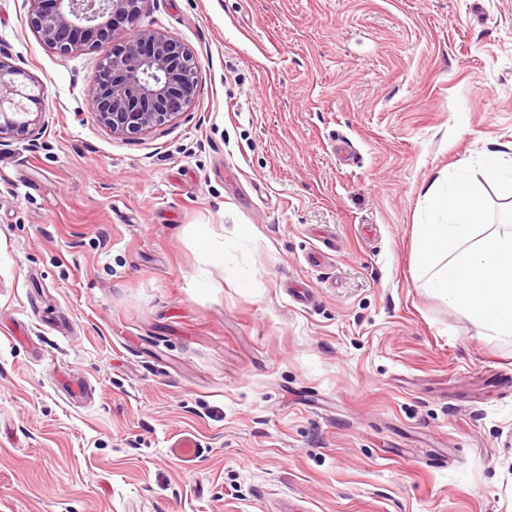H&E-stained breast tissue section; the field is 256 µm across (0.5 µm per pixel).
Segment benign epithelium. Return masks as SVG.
<instances>
[{
	"label": "benign epithelium",
	"mask_w": 512,
	"mask_h": 512,
	"mask_svg": "<svg viewBox=\"0 0 512 512\" xmlns=\"http://www.w3.org/2000/svg\"><path fill=\"white\" fill-rule=\"evenodd\" d=\"M29 24L40 41L61 55L93 47L127 32L101 62L87 93L97 120L112 135L135 138L178 118L192 104L198 62L181 40L162 30L140 33L134 23L147 0H30ZM24 72L0 59V136L23 140L35 124L30 105L43 86L20 80Z\"/></svg>",
	"instance_id": "benign-epithelium-1"
}]
</instances>
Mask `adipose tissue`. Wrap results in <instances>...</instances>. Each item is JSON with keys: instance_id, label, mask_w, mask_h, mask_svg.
Listing matches in <instances>:
<instances>
[{"instance_id": "obj_1", "label": "adipose tissue", "mask_w": 512, "mask_h": 512, "mask_svg": "<svg viewBox=\"0 0 512 512\" xmlns=\"http://www.w3.org/2000/svg\"><path fill=\"white\" fill-rule=\"evenodd\" d=\"M424 197L417 276L489 335L512 337V224L489 223L484 195L463 174L434 180Z\"/></svg>"}]
</instances>
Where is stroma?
I'll return each instance as SVG.
<instances>
[{"instance_id": "35a3bbf8", "label": "stroma", "mask_w": 512, "mask_h": 512, "mask_svg": "<svg viewBox=\"0 0 512 512\" xmlns=\"http://www.w3.org/2000/svg\"><path fill=\"white\" fill-rule=\"evenodd\" d=\"M29 8L0 512H512V339L414 273L424 187L512 158V0H149L198 87L134 140L87 105L111 44L60 55Z\"/></svg>"}]
</instances>
